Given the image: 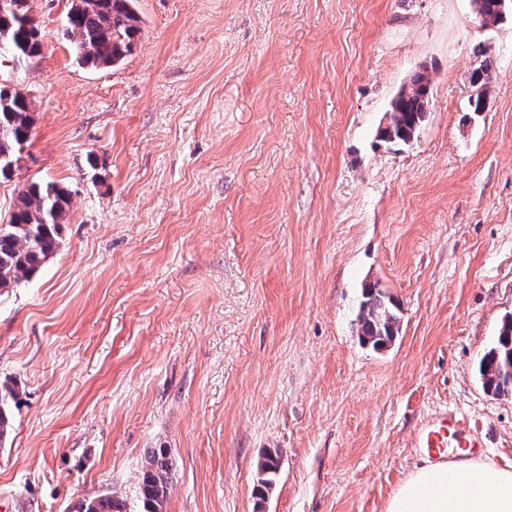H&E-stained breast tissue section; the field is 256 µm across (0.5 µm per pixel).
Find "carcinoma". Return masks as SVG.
Masks as SVG:
<instances>
[{"mask_svg":"<svg viewBox=\"0 0 512 512\" xmlns=\"http://www.w3.org/2000/svg\"><path fill=\"white\" fill-rule=\"evenodd\" d=\"M17 10L0 15V43L9 55L34 58L41 54L40 32L28 14L27 0H15ZM140 18L134 0H91L86 6L70 7L65 15L63 35L81 66L113 67L132 51ZM492 75V61L485 60L471 76L480 88L474 111L484 109L483 88ZM412 93L391 104V141L408 143L427 112L428 81L422 74L411 80ZM33 107L28 96L7 84H0V156H15L27 142L33 127ZM67 192L55 183L32 182L18 193L6 223L0 224V290L12 288L34 275L59 247L64 219L69 209ZM360 331L374 347L399 333L400 317L393 299L377 285H368L360 310ZM481 375L491 392L512 393V317L503 321L496 346L482 358ZM20 395L18 383H0V448L8 447L12 433L11 406ZM172 462L166 448L147 452L139 497L143 512H164L172 487ZM71 512H127L126 504L111 495L78 501Z\"/></svg>","mask_w":512,"mask_h":512,"instance_id":"carcinoma-1","label":"carcinoma"}]
</instances>
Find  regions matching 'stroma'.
Here are the masks:
<instances>
[{
  "mask_svg": "<svg viewBox=\"0 0 512 512\" xmlns=\"http://www.w3.org/2000/svg\"><path fill=\"white\" fill-rule=\"evenodd\" d=\"M69 6L29 0L41 54L0 57L35 118L0 216L32 181L71 195L57 252L0 294V378L23 389L0 512L105 493L140 512L160 447L166 512H385L443 407L512 470V394L480 374L512 316V21L471 0H135L132 53L90 68ZM420 72L423 125L382 140ZM370 282L400 315L378 349ZM492 61L486 59L483 64H481L478 68H476L471 76L472 83L474 86L481 88V91L476 95L473 101L474 103V111L481 112L484 109V95H485V87L489 83L492 75ZM397 306L377 285H368L360 310L361 336L373 347L390 342L394 333L399 334L400 317ZM395 337V336H394ZM172 462L166 448H154L147 452L142 477L139 482L141 512H164L172 487Z\"/></svg>",
  "mask_w": 512,
  "mask_h": 512,
  "instance_id": "35a3bbf8",
  "label": "stroma"
}]
</instances>
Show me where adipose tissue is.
<instances>
[{"label":"adipose tissue","mask_w":512,"mask_h":512,"mask_svg":"<svg viewBox=\"0 0 512 512\" xmlns=\"http://www.w3.org/2000/svg\"><path fill=\"white\" fill-rule=\"evenodd\" d=\"M386 512H512V470L462 455L412 471Z\"/></svg>","instance_id":"1"}]
</instances>
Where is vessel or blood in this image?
<instances>
[{
	"mask_svg": "<svg viewBox=\"0 0 512 512\" xmlns=\"http://www.w3.org/2000/svg\"><path fill=\"white\" fill-rule=\"evenodd\" d=\"M417 445L432 460L448 459L461 448H479L482 438L472 432L466 418L454 410L432 415L418 432Z\"/></svg>",
	"mask_w": 512,
	"mask_h": 512,
	"instance_id": "obj_1",
	"label": "vessel or blood"
}]
</instances>
